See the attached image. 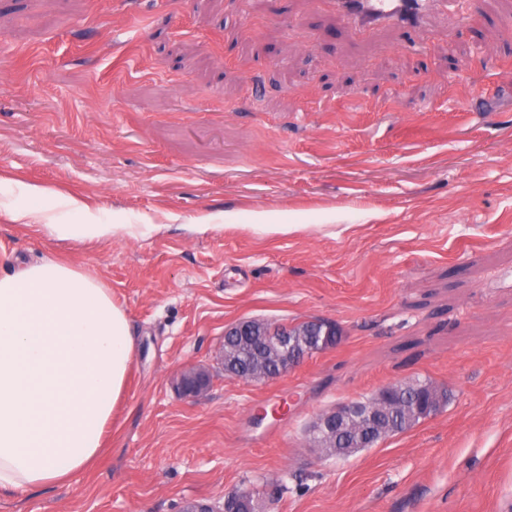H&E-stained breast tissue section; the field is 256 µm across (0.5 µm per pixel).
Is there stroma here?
Listing matches in <instances>:
<instances>
[{
	"mask_svg": "<svg viewBox=\"0 0 512 512\" xmlns=\"http://www.w3.org/2000/svg\"><path fill=\"white\" fill-rule=\"evenodd\" d=\"M28 183L146 225L93 246L0 215V263L70 256L138 353L94 468L0 512H180L242 486L274 512H512V0L362 41L333 0H0V203ZM250 318L341 339L246 383L217 357ZM190 365L213 372L196 399L174 390ZM414 376L440 411L317 458L318 414Z\"/></svg>",
	"mask_w": 512,
	"mask_h": 512,
	"instance_id": "obj_1",
	"label": "stroma"
}]
</instances>
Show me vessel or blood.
Instances as JSON below:
<instances>
[{
    "instance_id": "obj_1",
    "label": "vessel or blood",
    "mask_w": 512,
    "mask_h": 512,
    "mask_svg": "<svg viewBox=\"0 0 512 512\" xmlns=\"http://www.w3.org/2000/svg\"><path fill=\"white\" fill-rule=\"evenodd\" d=\"M338 12L355 35L363 36L385 24L396 23L404 27L421 24L433 11H447L448 0H416L408 5L407 0H366L364 13H350L345 0H336Z\"/></svg>"
}]
</instances>
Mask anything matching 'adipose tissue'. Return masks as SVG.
<instances>
[{
    "label": "adipose tissue",
    "instance_id": "adipose-tissue-1",
    "mask_svg": "<svg viewBox=\"0 0 512 512\" xmlns=\"http://www.w3.org/2000/svg\"><path fill=\"white\" fill-rule=\"evenodd\" d=\"M5 210L51 240L136 236L79 198L38 184ZM136 340L112 290L77 263L44 257L0 267V497L67 484L88 471L112 429Z\"/></svg>",
    "mask_w": 512,
    "mask_h": 512
}]
</instances>
